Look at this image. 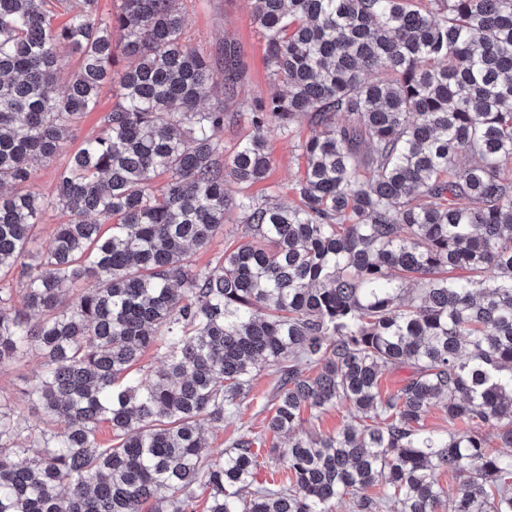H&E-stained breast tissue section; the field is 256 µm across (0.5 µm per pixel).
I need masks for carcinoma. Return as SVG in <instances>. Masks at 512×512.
I'll list each match as a JSON object with an SVG mask.
<instances>
[{
  "label": "carcinoma",
  "mask_w": 512,
  "mask_h": 512,
  "mask_svg": "<svg viewBox=\"0 0 512 512\" xmlns=\"http://www.w3.org/2000/svg\"><path fill=\"white\" fill-rule=\"evenodd\" d=\"M98 2L0 0V275L23 274L20 304L0 287V367L39 353L22 394L58 424L36 434L0 401V512H197L198 488L204 512H512V0H252L288 91L247 107L230 153L236 50L221 76L179 0ZM106 87L53 200L20 190ZM302 118L298 204L228 194L268 176L267 129ZM51 207L68 221L43 252ZM233 212L247 240L197 267ZM263 366L280 373L267 429L288 435L278 488L253 485L250 442L202 452ZM343 403L360 427L299 431L304 408ZM435 405L445 430L423 424Z\"/></svg>",
  "instance_id": "cac0c4a2"
}]
</instances>
